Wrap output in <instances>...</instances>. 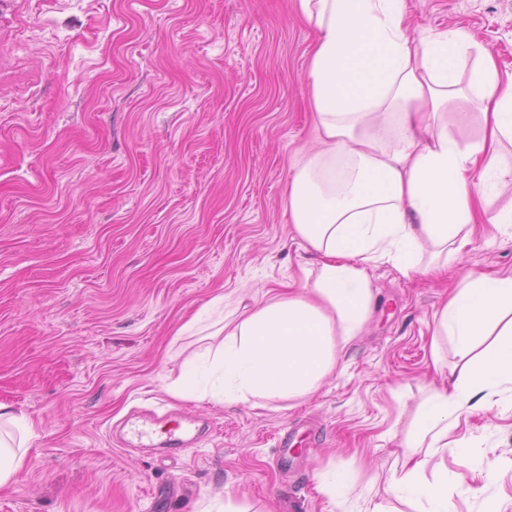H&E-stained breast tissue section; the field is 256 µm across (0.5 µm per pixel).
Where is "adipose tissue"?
<instances>
[{
	"label": "adipose tissue",
	"instance_id": "1",
	"mask_svg": "<svg viewBox=\"0 0 512 512\" xmlns=\"http://www.w3.org/2000/svg\"><path fill=\"white\" fill-rule=\"evenodd\" d=\"M318 37L309 79L320 135L289 185L296 235L319 256L305 291L276 293L223 326L224 337L193 353L170 382L174 396L263 408L315 393L374 312L367 273L391 265L403 276L447 270L490 224L512 242V78L461 27L410 34L406 0H298ZM473 65L468 83L459 70ZM459 103L480 109L479 133L448 125ZM432 361L447 381L425 397L400 446L391 495L411 512H449V495L481 488L448 479L438 455L481 466L482 445L449 446L469 409L512 408V273L469 270L434 314ZM36 433L30 418L0 403V486L22 467Z\"/></svg>",
	"mask_w": 512,
	"mask_h": 512
}]
</instances>
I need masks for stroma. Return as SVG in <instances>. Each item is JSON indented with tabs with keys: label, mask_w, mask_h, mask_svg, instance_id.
Listing matches in <instances>:
<instances>
[{
	"label": "stroma",
	"mask_w": 512,
	"mask_h": 512,
	"mask_svg": "<svg viewBox=\"0 0 512 512\" xmlns=\"http://www.w3.org/2000/svg\"><path fill=\"white\" fill-rule=\"evenodd\" d=\"M415 30L460 26L512 73V0H407ZM314 26L295 0H0V403L35 425L0 512H329L315 474L346 471L351 512L385 498L402 432L438 381L433 315L449 284L369 266L376 309L313 395L253 409L171 396L196 337L174 332L302 288L318 257L288 222V185L317 141ZM477 226L453 263L512 273ZM175 411L208 427L174 457L120 442ZM315 418L275 462L278 435ZM472 486L512 512V410L464 413L484 437ZM224 307V295H218L208 303L201 306L193 316L178 330L175 336H184L187 333L202 334L214 325L210 323V315L215 307Z\"/></svg>",
	"instance_id": "1"
}]
</instances>
